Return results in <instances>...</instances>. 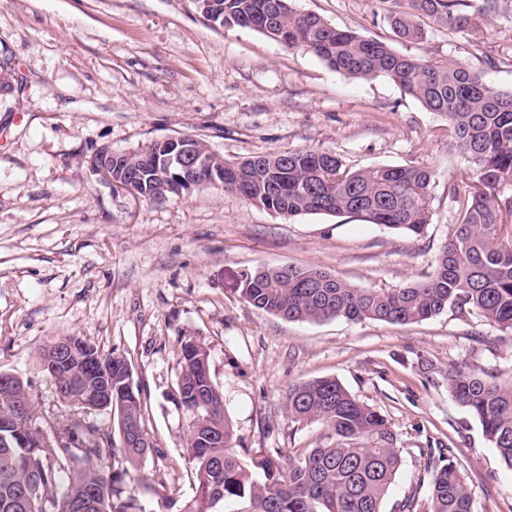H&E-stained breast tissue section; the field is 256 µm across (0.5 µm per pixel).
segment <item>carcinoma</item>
Returning a JSON list of instances; mask_svg holds the SVG:
<instances>
[{"instance_id":"obj_1","label":"carcinoma","mask_w":512,"mask_h":512,"mask_svg":"<svg viewBox=\"0 0 512 512\" xmlns=\"http://www.w3.org/2000/svg\"><path fill=\"white\" fill-rule=\"evenodd\" d=\"M498 0H405L389 15L394 34L420 40L421 16L462 29L495 12ZM224 27L254 29L289 48L310 52L333 70L358 79L389 77L427 110L448 120L453 147L468 163L461 186L451 185L459 210L436 267L423 282L387 290L354 287L312 267H260L242 274L241 295L257 309L291 322L344 318L417 323L447 309L475 315L512 333V91L485 83L480 71L434 64L401 54L387 43L337 28L301 12L292 0H210ZM139 194L162 202L163 169H140ZM432 171L420 165L351 171L333 152L304 149L224 160V190L283 217L352 214L371 224L421 234L430 224ZM72 342L73 368L55 367V352ZM180 403L195 417L187 441L195 495L180 512H385L401 467L389 421L332 377L288 384L281 395L293 422H317L313 448L284 453L264 448L245 462L210 376L209 353L181 344ZM40 364L61 398L97 410L93 392L112 385L106 408L117 427L89 424L77 413L61 422L37 417L29 386L0 382V412L17 415L16 433L0 446V512H151L139 496L138 475L154 448L147 407L127 358L93 343L58 337L39 351ZM448 391L482 427L502 464L512 470V378L448 369ZM432 478L425 499L412 492L392 512H473L471 491L455 462L427 454ZM71 474L62 483V474Z\"/></svg>"}]
</instances>
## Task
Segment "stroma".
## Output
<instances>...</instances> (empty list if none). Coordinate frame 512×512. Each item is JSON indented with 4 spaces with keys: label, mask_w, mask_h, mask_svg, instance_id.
<instances>
[{
    "label": "stroma",
    "mask_w": 512,
    "mask_h": 512,
    "mask_svg": "<svg viewBox=\"0 0 512 512\" xmlns=\"http://www.w3.org/2000/svg\"><path fill=\"white\" fill-rule=\"evenodd\" d=\"M395 0H293L333 26L432 62L481 70L512 90V0L478 28L423 19L424 41H400ZM0 372L28 383L39 413L69 417L38 351L79 336L123 353L147 404L152 476L193 497L178 402L181 343L209 352L210 375L243 452L312 448L317 423L280 407L288 383L336 378L390 422L402 466L389 499L427 487L423 451L448 449L474 512H512V471L448 392L449 367L512 376V334L447 310L412 324L342 318L288 322L246 303L241 271L298 265L358 288L423 281L456 220L448 186L467 169L448 122L389 77L356 79L250 28L227 29L198 0H0ZM204 140L229 160L325 149L351 170L413 162L433 169L422 234L342 214L284 218L235 193L194 188L163 203L114 193L89 169L100 149Z\"/></svg>",
    "instance_id": "obj_1"
}]
</instances>
